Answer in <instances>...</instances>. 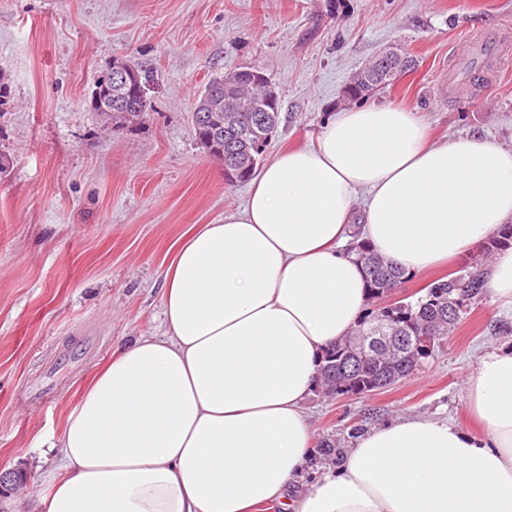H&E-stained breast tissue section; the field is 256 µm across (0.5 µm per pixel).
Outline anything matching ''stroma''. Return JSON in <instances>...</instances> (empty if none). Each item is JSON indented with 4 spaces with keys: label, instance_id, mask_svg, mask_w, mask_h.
Returning a JSON list of instances; mask_svg holds the SVG:
<instances>
[{
    "label": "stroma",
    "instance_id": "35a3bbf8",
    "mask_svg": "<svg viewBox=\"0 0 512 512\" xmlns=\"http://www.w3.org/2000/svg\"><path fill=\"white\" fill-rule=\"evenodd\" d=\"M487 34L500 72L449 85V59ZM391 46L417 67L373 103L414 109L434 143L476 132L512 148V0H0V470L29 483L0 512H34L59 474L58 435L115 349L164 334L176 242L246 201L249 183L228 182L192 132L209 77L265 70L281 99L272 154L314 142L345 111L350 75ZM118 57L146 67L150 109L113 133L85 101ZM511 340L512 313L486 294L410 377L361 397L314 390V439L338 452L313 451L308 478L400 416L475 431L466 377Z\"/></svg>",
    "mask_w": 512,
    "mask_h": 512
}]
</instances>
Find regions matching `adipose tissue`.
<instances>
[{
	"mask_svg": "<svg viewBox=\"0 0 512 512\" xmlns=\"http://www.w3.org/2000/svg\"><path fill=\"white\" fill-rule=\"evenodd\" d=\"M512 221V149L464 133L427 142L410 109L326 118L279 153L241 208L176 244L164 336L96 373L57 439L61 475L36 512H512V350L465 383L485 430L407 417L374 427L336 470L303 476V404L323 351L357 326L361 235L414 275Z\"/></svg>",
	"mask_w": 512,
	"mask_h": 512,
	"instance_id": "adipose-tissue-1",
	"label": "adipose tissue"
}]
</instances>
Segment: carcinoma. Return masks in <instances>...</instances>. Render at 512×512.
Masks as SVG:
<instances>
[{"label": "carcinoma", "mask_w": 512, "mask_h": 512, "mask_svg": "<svg viewBox=\"0 0 512 512\" xmlns=\"http://www.w3.org/2000/svg\"><path fill=\"white\" fill-rule=\"evenodd\" d=\"M364 81L347 83L344 99L348 102H363L374 93L391 85L396 75L389 74L383 61L376 59L359 69ZM234 83L224 86V73L213 76L198 95L191 113V123L197 144L202 149L214 148L224 153V172L230 181L245 182L255 173L261 162L268 136L277 132L280 111H266V80L262 70L254 66L234 70ZM118 90L109 81H97L85 106L94 113L102 126L118 132L139 120L149 111V100L145 99L139 109L121 111L115 107ZM231 105L229 113L232 123L224 121V104ZM356 259L365 274L367 308L355 336H365L374 331L378 318H392L400 336L432 334L448 335L465 314L460 310L454 319L448 318V302L462 294L469 303L480 300L485 293L482 265L496 253L512 248V224H503L483 242L474 257L471 271L458 276H448L432 281L424 293L407 296L394 303H386L388 291H394L405 283L409 276L385 261L365 239L353 242ZM346 341L328 346L319 368L320 388L326 396L341 397L348 394L361 396L376 388V383L392 378H406L420 365L422 359L411 353L410 347L393 351L362 354L348 358Z\"/></svg>", "instance_id": "carcinoma-1"}]
</instances>
